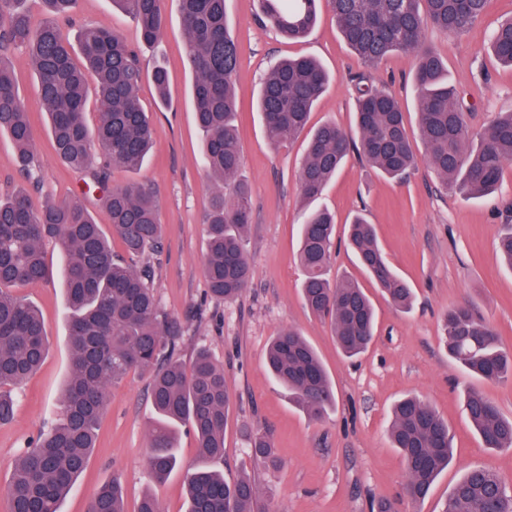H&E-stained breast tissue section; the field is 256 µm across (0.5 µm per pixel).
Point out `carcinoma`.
Listing matches in <instances>:
<instances>
[{
  "instance_id": "carcinoma-1",
  "label": "carcinoma",
  "mask_w": 512,
  "mask_h": 512,
  "mask_svg": "<svg viewBox=\"0 0 512 512\" xmlns=\"http://www.w3.org/2000/svg\"><path fill=\"white\" fill-rule=\"evenodd\" d=\"M344 40L365 69L372 71L391 53L413 61V92L424 153L411 140L400 101L380 79L356 78L355 126L358 139L334 123L313 130L298 170L301 194L318 198L352 151L380 175L406 178L419 160L442 184L466 197L492 193L512 164V112L501 113L473 137L464 95L448 80L444 57L423 46L426 27L450 39L466 35L483 15L488 0H328ZM25 0H0V134L18 150L27 179L35 174L32 133L14 80L12 50L28 49L38 95L47 113L59 159L85 173L102 191L111 232L86 206L47 200L38 208L23 187L0 190V424L12 421L15 387L31 376L48 349L44 322L13 289L45 279L43 245L58 242L64 252L63 277L68 308L70 373L61 414L47 430L29 439L9 483L10 512H60L63 498L85 471L96 447L97 427L112 386L130 373L149 376L148 396L155 412L149 429L147 465L162 481L179 463L177 431L196 439L204 465L186 475L187 512H255L258 488L248 477L233 480L207 466L224 457V425L232 403L224 366L207 349L185 365L176 351L184 326L161 306L151 286L150 253L162 246L159 201L139 181L111 189V167H142L152 146L147 112L137 89L143 77L138 51L117 31L85 26L77 34L79 53L61 27L77 0H43L45 17L32 21ZM262 19L287 40L308 35L322 0H261ZM138 25L141 41L151 44L163 32V0H112ZM186 34V57L195 76V120L203 133L207 171L230 186L212 191L205 220L204 276L209 293L231 301L250 278L245 233L251 219V190L238 179L242 150L235 125L233 79L238 45L232 36L226 0H179ZM488 50L512 68V20L493 32ZM93 73L99 112L94 127L86 120ZM159 101L167 98L169 78L162 66L151 74ZM331 76L314 59L287 57L269 68L259 91L258 111L271 143L293 144L308 126L316 102ZM118 239L122 253L112 249ZM336 238L333 215L306 213L300 232L303 298L315 314L330 321L338 348L349 358L363 354L375 333V311L362 288L331 276ZM348 244L358 266L396 307L408 310L413 291L392 269L374 225L357 215L348 225ZM503 265L512 270V225L498 240ZM443 331L451 361L470 376L496 382L512 377V351L504 349L488 322L465 306L448 309ZM267 368L311 420L335 406V390L311 345L294 329L271 342ZM464 412L483 442L512 449V417H505L481 391L464 396ZM407 471L406 495L425 498L453 456L448 423L417 397L399 400L389 430ZM254 462L277 466L273 441L262 430L249 435ZM492 471L473 468L454 486L445 512H512V494ZM87 512H125L119 478L101 485Z\"/></svg>"
}]
</instances>
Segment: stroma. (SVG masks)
Returning <instances> with one entry per match:
<instances>
[{
  "mask_svg": "<svg viewBox=\"0 0 512 512\" xmlns=\"http://www.w3.org/2000/svg\"><path fill=\"white\" fill-rule=\"evenodd\" d=\"M164 10V33L153 44L141 42L135 22L113 8L112 0H79L72 20L62 28L70 35L85 25L118 31L137 47L146 74L158 64L169 74L167 104H160L148 77L137 91L153 130L151 154L140 171L113 167L110 184L144 181L158 194L164 242L150 257L152 286L163 308L185 325L178 356L187 361L197 348L207 347L223 365L233 393L219 469L230 479L243 474L255 479L261 512H371L383 499L391 500L397 512H443L454 485L475 466L491 468L512 489V449L484 448L463 410L465 391L476 388L504 416L512 417V381L484 382L455 367L442 331L448 308L464 305L486 320L502 345L512 350V270L497 257L498 237L505 225L512 224V165L496 192L466 199L444 189L426 163H419L407 180L395 182L377 175L358 156L347 159L314 205L332 211L340 227L356 213H364L375 224L389 263L415 291L410 312L396 309L356 266L351 252L335 245L334 270L365 290L377 317L367 351L347 358L336 346L330 323L314 316L301 295L304 272L298 260V232L309 206L296 178L303 146L271 145L256 97L275 60L316 58L333 82L316 104L310 124L333 122L351 133L356 95L352 78L362 72V65L343 41L331 12L323 13L306 39L287 42L261 22L258 0H227L239 45L234 81L243 157L239 177L252 189V222L246 232L252 276L243 295L227 302L210 296L203 275V219L212 181L201 160L203 135L194 117L193 74L186 65L178 0H164ZM511 18L512 0H489L483 18L461 41H449L435 30L425 34L426 45L447 60L450 78L472 105L468 123L475 133L499 113L512 112V69L484 50L492 30ZM14 61L39 181L26 184L14 163V144L0 135V189L23 183L33 205L47 199L78 202L94 211L99 222H106L82 175L54 152L26 51L16 49ZM412 67L409 57L392 54L376 76L403 103L409 133L415 138L419 130ZM44 250L49 280L15 290L40 310L49 351L37 373L18 389L14 420L0 425V512H9L6 490L21 449L58 418L69 375L63 253L53 241L45 242ZM288 327L315 349L335 386L336 406L321 421L309 420L266 371L268 344ZM147 383V376L136 373L112 388L97 446L86 471L63 500L62 512H84L92 490L115 476L124 486L127 512H135L147 492L157 497L163 512H186L184 476L198 465L196 442L192 433L181 432L179 468L164 482L150 478L145 460L153 408ZM408 394L429 403L453 436L448 468L418 502L404 495L407 473L388 439L391 408ZM258 426L271 432L282 459L280 469H264L249 457L246 434Z\"/></svg>",
  "mask_w": 512,
  "mask_h": 512,
  "instance_id": "35a3bbf8",
  "label": "stroma"
}]
</instances>
